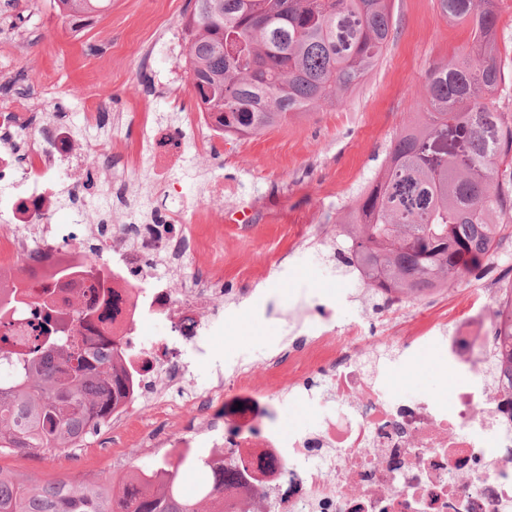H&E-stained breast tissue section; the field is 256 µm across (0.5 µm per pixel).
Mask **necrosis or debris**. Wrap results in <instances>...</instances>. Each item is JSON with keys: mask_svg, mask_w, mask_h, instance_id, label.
<instances>
[{"mask_svg": "<svg viewBox=\"0 0 512 512\" xmlns=\"http://www.w3.org/2000/svg\"><path fill=\"white\" fill-rule=\"evenodd\" d=\"M30 126L27 104L0 101V221L12 236L0 249V289L22 286L23 307L9 310L18 346H25L45 288L55 290L58 315L87 346L120 342L137 379L132 398L116 411L124 421L144 411L164 419L193 407L192 430L158 437L140 428L138 447L166 443L224 460V512H512V373L501 365L502 321L512 312V278L497 291V308L472 304L461 321H428L414 336L372 337L360 349L333 324L335 310L315 303L306 350L269 359V384L253 383V367L231 366L215 384H195L193 365L207 357L224 299L207 278L174 282L171 259L185 255L196 218L172 175L187 155L185 132L150 128L147 163L168 183L160 223L86 224L55 220L60 188L87 165L98 146H76L73 129L55 125L50 140L28 142L29 166L19 169L11 133ZM107 253L100 283L51 284L60 258L85 261L86 240ZM164 319L170 331L145 337ZM423 348L448 353L458 379L443 401H409L384 386ZM334 400L316 429L285 423L284 396Z\"/></svg>", "mask_w": 512, "mask_h": 512, "instance_id": "necrosis-or-debris-1", "label": "necrosis or debris"}]
</instances>
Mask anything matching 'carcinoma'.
I'll list each match as a JSON object with an SVG mask.
<instances>
[{"mask_svg":"<svg viewBox=\"0 0 512 512\" xmlns=\"http://www.w3.org/2000/svg\"><path fill=\"white\" fill-rule=\"evenodd\" d=\"M392 0H191L184 16L188 70L199 111L224 98L226 135L259 134L291 116L334 104L386 52ZM73 22L109 0H56ZM441 14L470 26L468 49L428 72L423 123L391 139L380 173L336 224L344 265L380 300L446 288L482 268L512 241V121L487 103L507 90L499 62L497 0H438ZM22 357L0 335V453H65L110 423L135 393L126 352L87 350L54 310L31 324ZM197 475L193 491L181 468ZM0 512H224V466L190 454L94 487L0 472Z\"/></svg>","mask_w":512,"mask_h":512,"instance_id":"cac0c4a2","label":"carcinoma"}]
</instances>
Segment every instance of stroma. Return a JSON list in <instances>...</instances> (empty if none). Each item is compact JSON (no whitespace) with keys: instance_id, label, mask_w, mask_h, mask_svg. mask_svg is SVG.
Listing matches in <instances>:
<instances>
[{"instance_id":"1","label":"stroma","mask_w":512,"mask_h":512,"mask_svg":"<svg viewBox=\"0 0 512 512\" xmlns=\"http://www.w3.org/2000/svg\"><path fill=\"white\" fill-rule=\"evenodd\" d=\"M189 0H112L100 15L73 28L57 13L55 0H0V56L12 65L0 73V100L30 97L35 134L50 119L76 125L87 106L99 123L77 138L106 139L102 151L80 177L86 193L62 197L59 220L92 208L111 224H122L131 208L163 212L165 194L148 170L147 140L141 121L186 129L197 110L186 58L187 45H175ZM394 37L384 57L361 84L337 105L250 137L218 136L205 159L189 158L178 174L184 196L196 203L211 179L224 181V208L202 211L194 229L193 268L207 271L224 290V329L214 338L215 357L263 360L266 353L290 351L300 341L306 315L288 297L308 284L329 299L352 294L343 304L339 329L366 317L372 336L396 328L420 327L425 318L445 321L466 315L476 293L495 287L508 268L485 263L480 275L460 285L424 294L412 310L399 313L372 307L357 283L336 266V222L358 191L381 169L396 131L417 117L415 94L428 71L471 40L466 25L444 18L436 0H394ZM56 101L54 114L43 109ZM246 207L262 216L259 224H238L232 215ZM317 224V235L302 225ZM271 302L269 316L256 318L249 304L257 295ZM453 380L436 353L422 355L396 382L408 398H446ZM167 448H138L126 430L103 427L82 452L29 456L4 453L0 470L43 481L111 476L122 484L135 467L170 457Z\"/></svg>"}]
</instances>
